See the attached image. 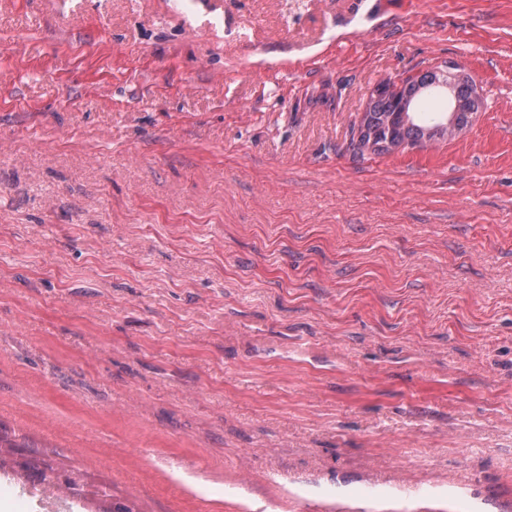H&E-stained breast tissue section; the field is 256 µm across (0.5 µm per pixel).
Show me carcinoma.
Masks as SVG:
<instances>
[{
  "label": "carcinoma",
  "mask_w": 512,
  "mask_h": 512,
  "mask_svg": "<svg viewBox=\"0 0 512 512\" xmlns=\"http://www.w3.org/2000/svg\"><path fill=\"white\" fill-rule=\"evenodd\" d=\"M438 79V72L427 71L402 80L394 91L377 93L363 112L357 135L351 140L353 149L361 155L380 154L401 146L445 140L470 128L481 107L474 102L476 82L466 73L452 83L449 91L451 100L463 104L462 111L456 114L454 129L417 117L426 87Z\"/></svg>",
  "instance_id": "obj_1"
}]
</instances>
